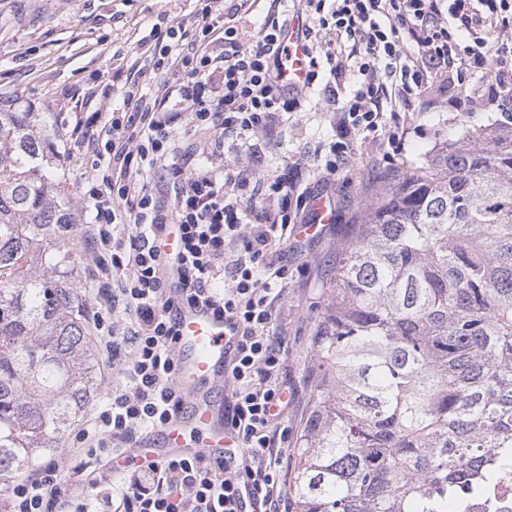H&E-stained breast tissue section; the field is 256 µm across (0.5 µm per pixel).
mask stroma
I'll return each mask as SVG.
<instances>
[{"instance_id":"35a3bbf8","label":"stroma","mask_w":512,"mask_h":512,"mask_svg":"<svg viewBox=\"0 0 512 512\" xmlns=\"http://www.w3.org/2000/svg\"><path fill=\"white\" fill-rule=\"evenodd\" d=\"M238 4L224 0V21L237 27L250 45L260 40L268 13L288 28L312 24L303 0L277 5L257 0L246 11ZM176 22L182 26L176 51L185 54L203 24L198 0H0V108L42 116V132L56 148L59 174L76 205L73 283L89 308L97 300L84 239L94 215L79 203L95 168L108 166L97 153L107 140L112 111L124 106L129 83H137L147 107L178 79L176 69L157 70L151 63L156 34ZM352 86V77L337 79L323 72L320 83L303 97L300 111L256 134L249 151L224 148L228 160L265 176L298 169L307 203L295 209V224H315L312 204L318 198L334 216L332 223L316 225L305 237L292 235L279 248L287 277L276 304L275 328L286 342L288 383L294 390L284 421L292 445L312 409L313 338L328 304L337 245L350 236L355 218L376 194L379 170L393 174L417 167L440 142L495 117L490 110L449 111L446 92L436 90V107L414 105L386 113L377 137L359 140L355 158L327 176L316 152L336 141L340 111ZM394 133L404 141L397 155L388 152L387 138Z\"/></svg>"}]
</instances>
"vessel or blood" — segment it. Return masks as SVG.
Listing matches in <instances>:
<instances>
[{"instance_id": "b4317fda", "label": "vessel or blood", "mask_w": 512, "mask_h": 512, "mask_svg": "<svg viewBox=\"0 0 512 512\" xmlns=\"http://www.w3.org/2000/svg\"><path fill=\"white\" fill-rule=\"evenodd\" d=\"M234 345L233 327L222 316L200 305L181 307L176 377L190 403L162 426L161 445L134 449L120 460L118 472H127L134 460L145 463L170 456L229 461L240 446L224 405Z\"/></svg>"}]
</instances>
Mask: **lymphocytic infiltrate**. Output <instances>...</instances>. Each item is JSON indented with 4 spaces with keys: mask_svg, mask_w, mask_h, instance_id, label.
<instances>
[{
    "mask_svg": "<svg viewBox=\"0 0 512 512\" xmlns=\"http://www.w3.org/2000/svg\"><path fill=\"white\" fill-rule=\"evenodd\" d=\"M322 33L334 71L353 69L357 80L339 119L342 135L326 157L324 173L355 154L357 140L378 131L385 112L421 98L433 75L444 73L454 111L474 101L485 108L512 107V0H306ZM205 26L192 51L173 56L156 42L155 68L176 66L181 76L152 106L128 86L127 113L113 114L105 150L114 166L108 193L89 186L84 208L91 275L104 305L92 313L99 348L121 361L124 381L105 406L75 434L93 448L99 469L91 482L66 479L56 462L12 482L0 512H91L88 488L111 483L114 464L130 452L136 435L161 428L185 401L176 380L179 302L199 303L223 314L238 331L228 378L227 408L240 437L233 468L203 459L171 458L133 470L111 483L108 512H238L249 492L255 512H288L280 481L288 461V380L280 342L273 332L274 302L285 269L277 261L288 239V200L298 189L287 176L255 177L224 163L227 139L268 129L281 114L297 111L303 90L313 88L320 66L305 56V78L288 86L286 31L277 17L265 22L257 45L248 47L234 27L216 39ZM229 52H216L217 42ZM489 79L487 89L474 75ZM187 112L208 131L200 165L179 168L174 194L149 188L144 173L168 166L173 126ZM251 186L249 197L238 190ZM179 227L176 279H169L158 242L168 225ZM228 275L224 288L213 285Z\"/></svg>",
    "mask_w": 512,
    "mask_h": 512,
    "instance_id": "obj_1",
    "label": "lymphocytic infiltrate"
}]
</instances>
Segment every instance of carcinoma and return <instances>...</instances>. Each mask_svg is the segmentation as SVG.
Masks as SVG:
<instances>
[{"instance_id":"1","label":"carcinoma","mask_w":512,"mask_h":512,"mask_svg":"<svg viewBox=\"0 0 512 512\" xmlns=\"http://www.w3.org/2000/svg\"><path fill=\"white\" fill-rule=\"evenodd\" d=\"M38 112L0 110V478L59 448L95 357ZM293 512H460L512 474V113L383 183L315 337Z\"/></svg>"}]
</instances>
